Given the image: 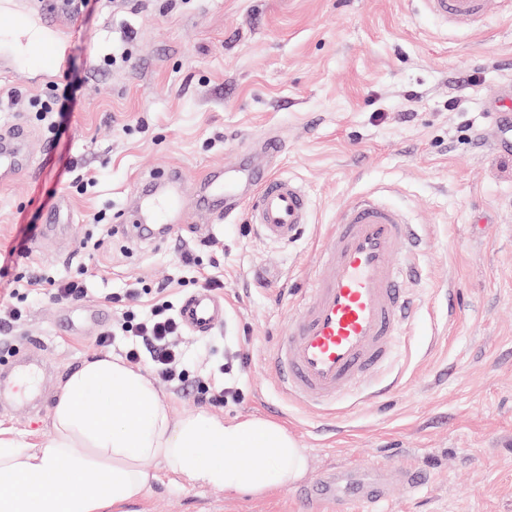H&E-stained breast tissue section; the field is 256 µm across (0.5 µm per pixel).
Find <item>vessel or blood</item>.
Returning a JSON list of instances; mask_svg holds the SVG:
<instances>
[{
	"mask_svg": "<svg viewBox=\"0 0 512 512\" xmlns=\"http://www.w3.org/2000/svg\"><path fill=\"white\" fill-rule=\"evenodd\" d=\"M425 9L443 23L469 27L483 22L496 0H422ZM8 23L0 28V49L9 50L19 37L39 31L36 51L43 71L54 70L66 50L58 34V18L42 5L17 10L0 0ZM29 135L19 127L0 132V182L33 171L35 157L27 148ZM281 139L269 136L261 144H242L237 163L224 180L210 181L209 195L218 205L210 212L219 224L238 207L268 239L295 240L307 224L311 202L304 188L288 176L273 173L260 156L281 154ZM173 194L150 199L145 206L125 211L127 231H152L168 210L183 209ZM410 225L397 209L374 194L358 196L340 211L329 241L317 261V273L303 289L299 309L288 333L279 337L270 354L286 396L306 406L332 412L337 402L369 379L393 354L406 333L412 301L406 288L408 267L400 256L409 249ZM183 326L198 335L212 333L224 322V304L212 293L187 295L178 310ZM35 365L26 361L0 371V401L25 400L20 381ZM386 476L366 470L349 482L318 480L302 490L304 504L359 503L377 512L385 498Z\"/></svg>",
	"mask_w": 512,
	"mask_h": 512,
	"instance_id": "b4317fda",
	"label": "vessel or blood"
}]
</instances>
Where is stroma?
<instances>
[{"instance_id": "35a3bbf8", "label": "stroma", "mask_w": 512, "mask_h": 512, "mask_svg": "<svg viewBox=\"0 0 512 512\" xmlns=\"http://www.w3.org/2000/svg\"><path fill=\"white\" fill-rule=\"evenodd\" d=\"M68 49L52 77L0 63V88L23 96L50 83L79 106L34 176L0 185V253L35 225L26 258L5 279L46 268L85 281L77 302L23 289L0 304V343L29 355L45 344L38 406L0 405V434L42 445L62 386L85 362L122 358L99 347L119 319L112 294L135 290L149 313L158 288L180 303L218 282L224 324L179 338L191 375L222 385L233 362L239 401L212 405L158 381L171 419L206 412L285 424L304 449L305 475L264 494L227 495L162 462L126 512H305L314 481L348 470L427 469L430 486L391 487L382 512H512V150L491 147L489 102L512 85V0L472 28L443 27L421 0H116L62 14ZM131 57L110 65L114 38ZM269 132L285 150L273 171L300 182L311 212L300 236L261 238L245 212L211 226L188 211L171 236L136 243L115 223L138 187L171 167L182 198L213 170L232 169L243 139ZM361 193L401 208L426 241L410 284L417 307L393 365L329 418L287 398L267 358L288 331L297 293L341 208ZM112 223L102 237L96 222ZM195 249L196 268L180 266Z\"/></svg>"}]
</instances>
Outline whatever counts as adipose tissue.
Masks as SVG:
<instances>
[{
  "instance_id": "1",
  "label": "adipose tissue",
  "mask_w": 512,
  "mask_h": 512,
  "mask_svg": "<svg viewBox=\"0 0 512 512\" xmlns=\"http://www.w3.org/2000/svg\"><path fill=\"white\" fill-rule=\"evenodd\" d=\"M155 461L187 480L256 495L306 470L285 426L207 413L171 422L146 376L107 356L67 378L42 447L0 437V512H121L141 499Z\"/></svg>"
}]
</instances>
